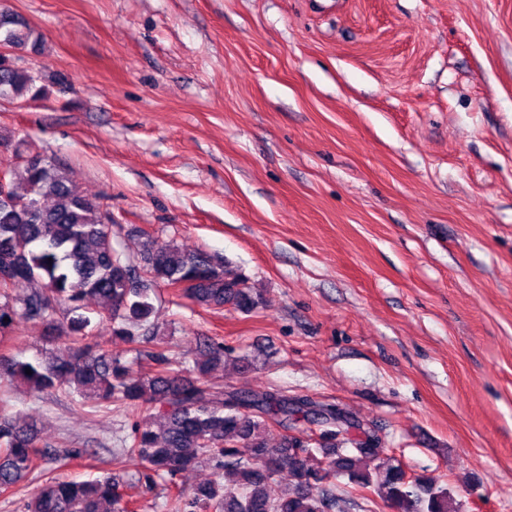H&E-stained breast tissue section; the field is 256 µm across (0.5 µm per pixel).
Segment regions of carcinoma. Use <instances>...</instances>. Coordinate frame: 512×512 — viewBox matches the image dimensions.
Segmentation results:
<instances>
[{"mask_svg": "<svg viewBox=\"0 0 512 512\" xmlns=\"http://www.w3.org/2000/svg\"><path fill=\"white\" fill-rule=\"evenodd\" d=\"M37 51L42 37L0 10V41ZM34 74L0 63V98L30 91ZM0 186V334L20 320L59 331L52 359L24 362L0 356V375L19 377L38 394L64 386L81 398L157 406L145 422H134L127 455L153 473L173 477L192 465L213 462L233 473L235 483L218 480L189 495L169 492L171 512H351L354 501L339 490L345 478L369 492L356 505L375 512L384 502L392 512H457L448 488L407 474L395 458L382 460V440L342 409L279 392L216 391L206 384L224 348L203 340L194 361L196 381L182 378L165 349L147 352L157 369L135 372L121 357L86 342L91 310L86 301H107L113 333L129 342L157 336L150 322L153 286L187 282L183 295L199 306L231 305L249 312L259 295L247 278L227 269L224 259L205 250L185 251L145 237L140 250L148 278L129 255L112 246L107 214L72 191L59 167L40 155L20 164L2 163ZM31 374H26V370ZM274 421L286 430L320 426L322 441L306 430L270 446L266 431ZM35 437L19 418L0 407V491L37 468ZM288 469V488L275 492V477ZM25 512H135L112 476L86 481L49 478Z\"/></svg>", "mask_w": 512, "mask_h": 512, "instance_id": "1", "label": "carcinoma"}]
</instances>
